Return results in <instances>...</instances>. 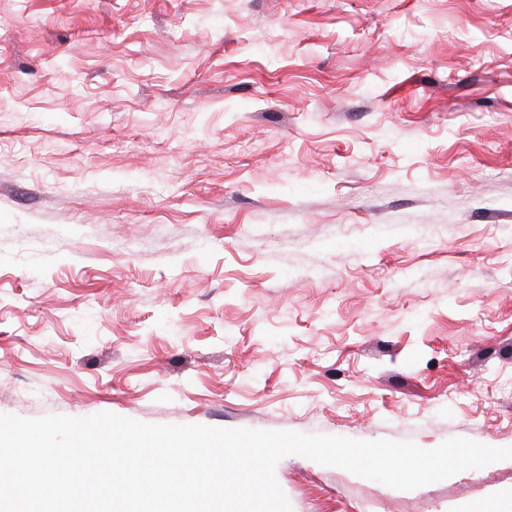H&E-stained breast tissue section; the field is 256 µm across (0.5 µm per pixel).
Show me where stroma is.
<instances>
[{
  "label": "stroma",
  "instance_id": "stroma-1",
  "mask_svg": "<svg viewBox=\"0 0 512 512\" xmlns=\"http://www.w3.org/2000/svg\"><path fill=\"white\" fill-rule=\"evenodd\" d=\"M100 412L512 447V0H0V413Z\"/></svg>",
  "mask_w": 512,
  "mask_h": 512
}]
</instances>
